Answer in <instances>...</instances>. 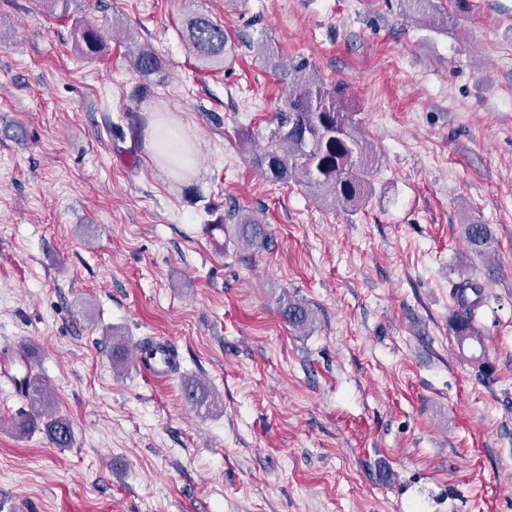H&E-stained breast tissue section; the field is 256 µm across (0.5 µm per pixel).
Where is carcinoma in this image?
<instances>
[{"label":"carcinoma","instance_id":"1","mask_svg":"<svg viewBox=\"0 0 512 512\" xmlns=\"http://www.w3.org/2000/svg\"><path fill=\"white\" fill-rule=\"evenodd\" d=\"M399 9L408 17H433L448 21V11L441 0H398ZM79 52L85 56L98 53L102 42L98 30L83 27L75 32ZM182 38L198 64L211 71L230 64L236 45L224 26L204 13H191L185 19ZM257 53L274 72L288 76L287 111L280 114L270 131L268 144L259 149L248 148L249 163L272 182H294L310 189L327 205L342 204L356 211L364 207L373 193L369 181L378 162L374 145L363 135L354 121V113L345 110L348 85L343 81L325 82L311 72L304 59L279 71L278 51L266 40L257 43ZM129 61L140 75L148 77L162 72L156 54L147 47H129ZM228 219L237 220L238 239L246 246L260 249L266 244L264 225L234 211ZM463 237L471 252L483 257L493 250L490 227L480 222L462 225ZM482 299V285L472 274L462 276L459 283L460 307L450 320V330L459 344L478 339L474 326V310ZM285 322L294 331L304 333L313 326L311 309L290 295L279 302ZM30 404V413L20 423L24 432L44 426L52 444L68 448L73 443L70 422L58 415L51 392L28 375L16 381ZM186 391L199 412L210 413L215 399L199 381L186 383Z\"/></svg>","mask_w":512,"mask_h":512}]
</instances>
